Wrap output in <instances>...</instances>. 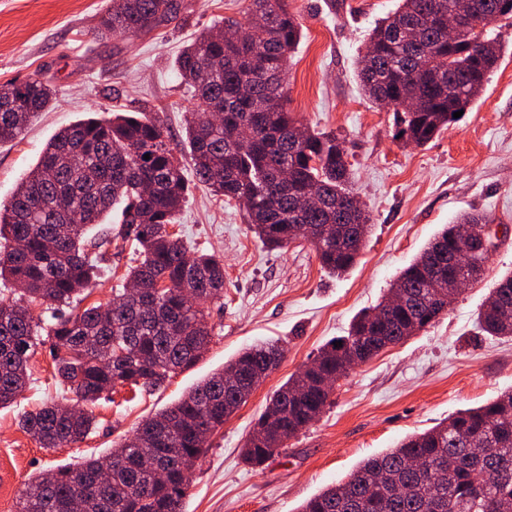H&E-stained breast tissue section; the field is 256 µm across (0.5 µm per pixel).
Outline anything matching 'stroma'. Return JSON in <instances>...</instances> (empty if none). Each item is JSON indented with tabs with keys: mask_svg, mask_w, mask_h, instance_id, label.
Instances as JSON below:
<instances>
[{
	"mask_svg": "<svg viewBox=\"0 0 512 512\" xmlns=\"http://www.w3.org/2000/svg\"><path fill=\"white\" fill-rule=\"evenodd\" d=\"M178 17L150 34L96 40L93 28L112 0H0V83L34 74L49 79L55 107L14 142L0 144V203H8L62 128L105 109L148 112L174 142L184 138L193 109L175 67L183 47L213 24L247 21V0H183ZM397 0H289L304 36L288 63L292 116L346 140L354 188L372 230L357 263L343 276L325 272L308 242L268 250L250 230L238 202L193 187L174 231L188 247L224 261V299L209 304L213 341L191 368L151 393L117 388L98 401L94 431L82 442L43 448L19 425L21 411L53 399L76 401L52 378L53 360L40 348L19 405L0 409V512H16L31 477L102 457L133 437L142 420L176 402L252 345L283 349L277 369L210 438L196 464L183 512H297L363 460L394 447L449 416L512 391V340L482 333L477 314L491 288L512 271V22L492 30L506 52L481 97L464 117L422 147L395 136L394 113L363 94L357 58L378 18ZM493 213L500 245L475 284L462 291L435 325L355 365L332 403L284 451L259 468L242 446L273 392L328 340L346 335L353 317L374 306L390 284L446 224L465 212ZM135 257L115 240L112 261L90 302L107 303L127 286Z\"/></svg>",
	"mask_w": 512,
	"mask_h": 512,
	"instance_id": "obj_1",
	"label": "stroma"
}]
</instances>
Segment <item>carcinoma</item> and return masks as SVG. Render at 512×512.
I'll return each mask as SVG.
<instances>
[{
	"mask_svg": "<svg viewBox=\"0 0 512 512\" xmlns=\"http://www.w3.org/2000/svg\"><path fill=\"white\" fill-rule=\"evenodd\" d=\"M452 0H399L376 23L358 78L378 107L400 114L397 137L421 147L458 122L485 90L503 55L495 36L474 47L448 40ZM181 0H112L97 34L140 36L175 19ZM470 17L489 25L512 19V0H469ZM263 23L224 20L218 36L187 45L176 66L195 110L185 127L193 178L214 194L235 200L261 241L286 249L306 228L321 266L341 275L356 262L370 230L365 210L352 207L345 141L309 128L285 110L287 69L302 29L288 0H249ZM53 100L48 81L35 74L0 84V143L16 140ZM150 159H144V155ZM315 188L320 206L299 208ZM191 191L157 117L112 113L60 130L11 200L0 205V279L18 297L0 301V408L25 390L29 361L50 344L53 377L87 408L65 412L55 402L22 414V429L43 448L87 438L95 428L91 406L119 386L156 389L188 369L212 342L205 305L224 298L219 256L189 252L169 230ZM123 205L119 225L87 243L89 226ZM496 218L467 213L446 225L397 276L375 308L360 313L348 335L328 341L318 355L273 394L244 446L259 467L273 449L305 429L330 404L353 358L365 362L400 344L448 312V282L428 270L466 245L463 229L481 242ZM136 243L138 263L126 279L154 290L158 309L122 294L82 310L74 298L91 294L114 239ZM22 244L16 249L15 244ZM198 299L188 304L183 292ZM478 325L489 336L512 338V272L492 288ZM47 305L51 321L31 305ZM341 342L336 347L334 342ZM282 353L269 344L240 353L229 367L241 383L216 372L160 414L143 420L134 438L112 449L106 483L94 476L100 459L39 474L28 482L16 512H181L188 472L209 449L214 432L255 390V376L275 370ZM299 512H512V391L486 405L457 412L435 427L359 464L348 479L328 485Z\"/></svg>",
	"mask_w": 512,
	"mask_h": 512,
	"instance_id": "obj_1",
	"label": "carcinoma"
}]
</instances>
